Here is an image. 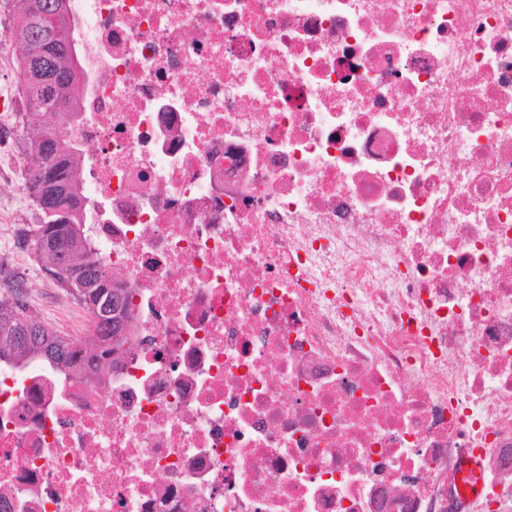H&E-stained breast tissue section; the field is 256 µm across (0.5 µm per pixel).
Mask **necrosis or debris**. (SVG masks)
Masks as SVG:
<instances>
[{
  "instance_id": "4bbe7bcc",
  "label": "necrosis or debris",
  "mask_w": 512,
  "mask_h": 512,
  "mask_svg": "<svg viewBox=\"0 0 512 512\" xmlns=\"http://www.w3.org/2000/svg\"><path fill=\"white\" fill-rule=\"evenodd\" d=\"M68 8L134 348L0 512H512V0Z\"/></svg>"
}]
</instances>
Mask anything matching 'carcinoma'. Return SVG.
<instances>
[{"label":"carcinoma","mask_w":512,"mask_h":512,"mask_svg":"<svg viewBox=\"0 0 512 512\" xmlns=\"http://www.w3.org/2000/svg\"><path fill=\"white\" fill-rule=\"evenodd\" d=\"M23 8L13 29H27L36 35L39 61L20 66L22 96L27 111L44 99L63 105L60 112H49L48 122L23 142L31 153L45 152L46 162L28 173L30 198L35 219L17 229L18 244L33 252L38 265L72 294L94 316L93 339L83 346L59 335L24 299L25 279L0 265V289L9 299L0 300V367L15 371L43 369L68 384H93L110 366L132 353L129 343L133 329V289L122 288L112 278V265L92 236L87 233L88 196L81 179L78 154L74 152L73 132L79 124L78 60L60 39L41 36L39 17L43 5L50 4L56 31L64 32L70 23L67 0H21Z\"/></svg>","instance_id":"1"}]
</instances>
